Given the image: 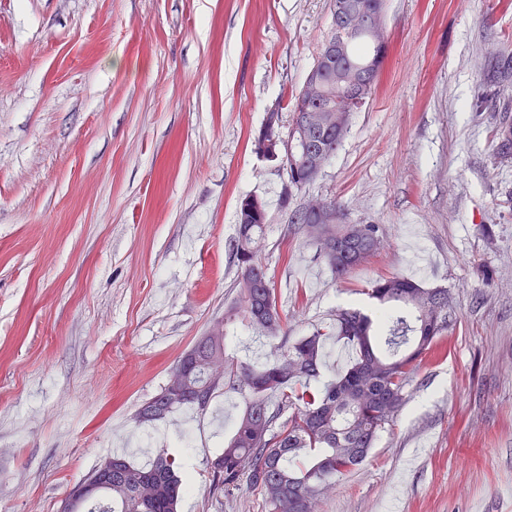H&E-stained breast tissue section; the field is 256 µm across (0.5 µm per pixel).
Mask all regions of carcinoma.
I'll return each mask as SVG.
<instances>
[{"instance_id":"obj_1","label":"carcinoma","mask_w":512,"mask_h":512,"mask_svg":"<svg viewBox=\"0 0 512 512\" xmlns=\"http://www.w3.org/2000/svg\"><path fill=\"white\" fill-rule=\"evenodd\" d=\"M343 49L328 61L317 53L321 89L309 96L305 87L291 91L286 104L297 113L303 106L315 110L312 139L334 151L349 124V113L328 108L336 90L346 88L356 75L370 80L372 95L386 56L375 46L376 36L362 33L340 37ZM496 153L512 155V125L496 130ZM288 171L285 199L310 183L303 172L294 171L290 159L283 161ZM291 223L301 225L325 249L349 230L361 234L363 246L350 248L336 261L326 264L338 278L368 262L382 247L377 224H305L293 211ZM266 219H257L237 210V234L232 250L236 261L258 263L254 247L265 236ZM245 274L237 282L236 302L224 312V326L245 321L263 336L275 340L283 330L275 288H252ZM375 300L371 313L349 307L336 310V333L356 351L351 367L321 388L317 379L327 334L313 331L292 344L282 340L280 353L259 369L238 364L226 353V334L208 333L185 353L190 359L183 380L187 389L206 388L211 401L221 387L248 394L244 411L224 439V448L208 461L210 492L231 497L245 483L260 491L269 512H314L318 499L338 475L349 473L368 458L381 431L392 425L407 401L405 392L410 374L421 355L432 349L448 330V290L425 288L404 276H381L367 289ZM199 361H193V357ZM167 387L152 396L136 415L150 422L184 405L190 398L160 406ZM278 407L270 408L271 397ZM293 410L278 431L273 426L280 411ZM193 489L191 475L181 462L160 449L148 466H138L123 458H112V475L104 492L86 502L80 512H177L183 495Z\"/></svg>"}]
</instances>
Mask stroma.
Instances as JSON below:
<instances>
[{
  "instance_id": "stroma-1",
  "label": "stroma",
  "mask_w": 512,
  "mask_h": 512,
  "mask_svg": "<svg viewBox=\"0 0 512 512\" xmlns=\"http://www.w3.org/2000/svg\"><path fill=\"white\" fill-rule=\"evenodd\" d=\"M331 0H0V512H60L106 457L165 448L195 481L178 512H269L207 463L245 398L218 390L138 423L141 404L237 296V205L267 203L259 259L289 340L402 275L448 291V331L407 402L316 512H512V159L494 150L491 53L512 0H386L375 94L300 193L376 224L336 278L290 221L285 173L252 143L329 35ZM246 325L227 347L261 366Z\"/></svg>"
}]
</instances>
